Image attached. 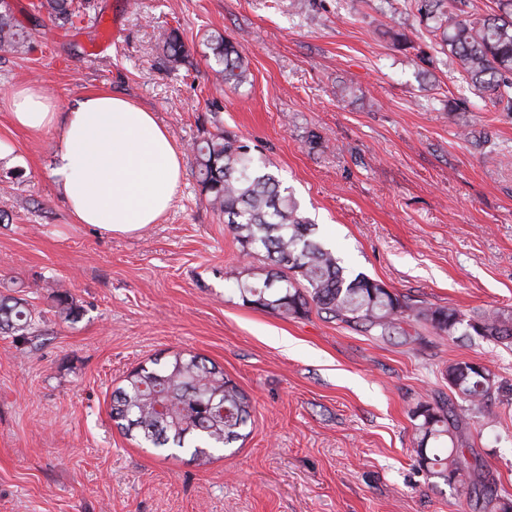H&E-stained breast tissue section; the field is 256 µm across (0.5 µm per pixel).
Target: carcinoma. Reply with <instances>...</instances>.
<instances>
[{
    "instance_id": "1",
    "label": "carcinoma",
    "mask_w": 512,
    "mask_h": 512,
    "mask_svg": "<svg viewBox=\"0 0 512 512\" xmlns=\"http://www.w3.org/2000/svg\"><path fill=\"white\" fill-rule=\"evenodd\" d=\"M414 6L420 21L440 33L441 48L463 77L493 107L512 112V0H500L499 13L475 22L462 18L468 0H414ZM34 8L59 29L74 26L79 17L99 21L95 0H38ZM208 45L216 80L244 83L247 69L237 46L220 34L209 36ZM30 49L8 0H0V52L24 55ZM161 52L170 71L188 62L189 50L176 30L164 35ZM194 156L206 200L224 214L242 254L262 263L248 267L238 281L242 304L291 317L304 316L314 306L327 319L382 338L406 334L401 323L413 321L450 336L463 326L466 336L512 343L511 315L484 312L466 319L448 307L411 305L363 273L347 275L271 165L255 157L237 134L215 126L194 146ZM37 326L36 313L26 303L0 296L1 332L30 336ZM442 375L460 403L425 402L411 412L420 434L418 467L448 485L459 483L481 494L483 512H512V494L487 484L484 462L463 433L466 421L484 414L502 390L497 375L466 360L448 363ZM110 414L139 444L172 456L188 453L200 465L244 440L252 427V405L242 389L215 363L181 351L130 371L112 392Z\"/></svg>"
}]
</instances>
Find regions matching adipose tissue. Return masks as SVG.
<instances>
[{
    "label": "adipose tissue",
    "mask_w": 512,
    "mask_h": 512,
    "mask_svg": "<svg viewBox=\"0 0 512 512\" xmlns=\"http://www.w3.org/2000/svg\"><path fill=\"white\" fill-rule=\"evenodd\" d=\"M8 108L18 128L59 126L53 173L77 223L128 234L169 209L182 157L153 112L107 90L65 105L30 86L15 88Z\"/></svg>",
    "instance_id": "adipose-tissue-1"
}]
</instances>
